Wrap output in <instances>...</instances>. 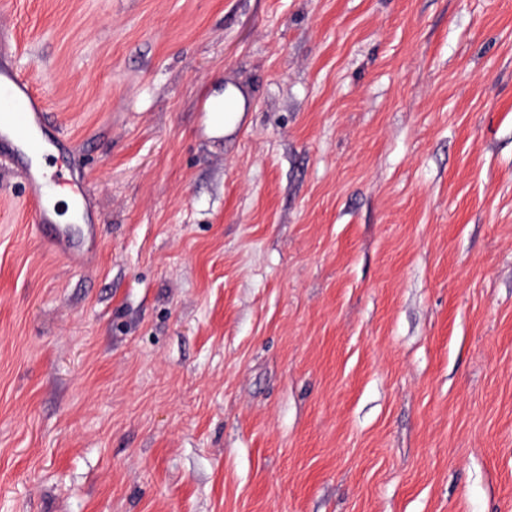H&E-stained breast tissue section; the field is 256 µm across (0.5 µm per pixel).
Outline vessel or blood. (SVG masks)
I'll return each instance as SVG.
<instances>
[{"label": "vessel or blood", "instance_id": "vessel-or-blood-1", "mask_svg": "<svg viewBox=\"0 0 512 512\" xmlns=\"http://www.w3.org/2000/svg\"><path fill=\"white\" fill-rule=\"evenodd\" d=\"M11 45L0 38V159L16 164L27 187L29 215L42 240L52 249L86 265L96 253L98 227L58 223L49 206L52 193L70 185L69 171L60 164L63 140L51 124L42 96L14 67L6 65Z\"/></svg>", "mask_w": 512, "mask_h": 512}]
</instances>
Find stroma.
I'll list each match as a JSON object with an SVG mask.
<instances>
[{
    "label": "stroma",
    "mask_w": 512,
    "mask_h": 512,
    "mask_svg": "<svg viewBox=\"0 0 512 512\" xmlns=\"http://www.w3.org/2000/svg\"><path fill=\"white\" fill-rule=\"evenodd\" d=\"M16 2L101 233L0 161V512H512V0ZM212 107L216 103L222 104L223 112H207V131L214 136L224 135L239 123L241 112V99L232 92H218L209 100ZM228 111V112H225Z\"/></svg>",
    "instance_id": "1"
}]
</instances>
